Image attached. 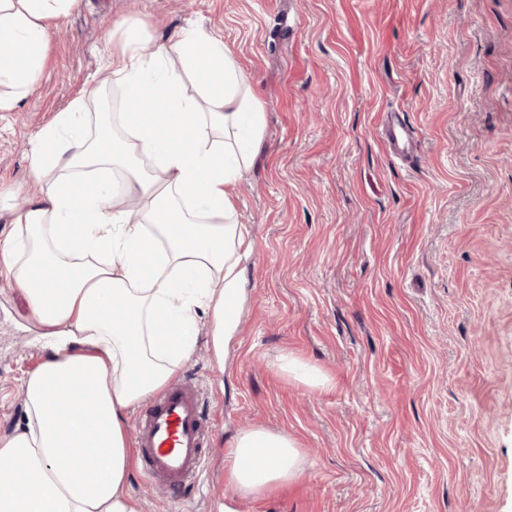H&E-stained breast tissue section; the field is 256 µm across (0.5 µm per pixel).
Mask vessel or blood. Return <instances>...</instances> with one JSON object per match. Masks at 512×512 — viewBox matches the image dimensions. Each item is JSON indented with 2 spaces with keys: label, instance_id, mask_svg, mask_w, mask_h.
<instances>
[{
  "label": "vessel or blood",
  "instance_id": "b4317fda",
  "mask_svg": "<svg viewBox=\"0 0 512 512\" xmlns=\"http://www.w3.org/2000/svg\"><path fill=\"white\" fill-rule=\"evenodd\" d=\"M385 137L395 157L410 155L415 137L408 126L389 127ZM210 433V414L193 381L182 380L154 396L137 411L135 443L144 473L181 492L198 477Z\"/></svg>",
  "mask_w": 512,
  "mask_h": 512
}]
</instances>
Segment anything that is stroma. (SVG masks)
Instances as JSON below:
<instances>
[{"label":"stroma","mask_w":512,"mask_h":512,"mask_svg":"<svg viewBox=\"0 0 512 512\" xmlns=\"http://www.w3.org/2000/svg\"><path fill=\"white\" fill-rule=\"evenodd\" d=\"M190 26L234 50L265 139L234 189L237 332L220 360L201 332L178 372L209 403L204 466L181 495L133 469L141 512H224L252 426L293 438L304 473L239 512H512V0H78L36 92L0 112V194L29 189L35 135L78 93L104 86L87 110L111 111L121 42ZM389 120L412 165L389 162ZM39 333L0 288V434L26 421ZM386 143L389 150L397 158L408 157L415 144L414 132L408 126L398 124L389 127L385 132Z\"/></svg>","instance_id":"obj_1"}]
</instances>
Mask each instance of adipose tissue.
<instances>
[{"label":"adipose tissue","instance_id":"ef3b65f1","mask_svg":"<svg viewBox=\"0 0 512 512\" xmlns=\"http://www.w3.org/2000/svg\"><path fill=\"white\" fill-rule=\"evenodd\" d=\"M75 0H0V112L38 87L52 31ZM191 78L199 95L187 96ZM112 80L153 104L121 129L80 94L30 152L34 194L10 210L0 277L48 337L21 383L26 421L0 437V512H140L127 414L166 388L207 316L216 355L233 336L251 248L233 188L264 141V107L223 39L200 27L143 55L112 54ZM282 432L245 428L224 481L244 500L298 481Z\"/></svg>","mask_w":512,"mask_h":512}]
</instances>
